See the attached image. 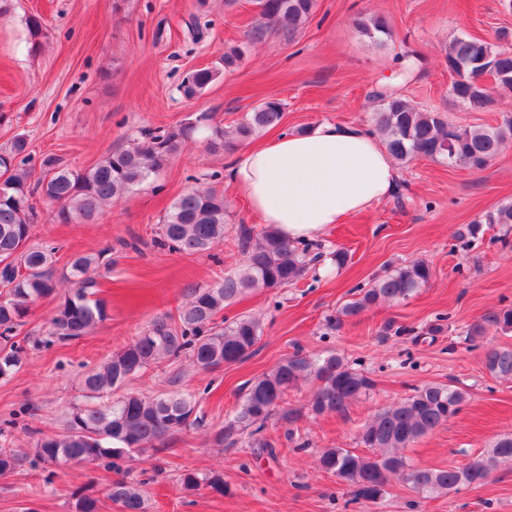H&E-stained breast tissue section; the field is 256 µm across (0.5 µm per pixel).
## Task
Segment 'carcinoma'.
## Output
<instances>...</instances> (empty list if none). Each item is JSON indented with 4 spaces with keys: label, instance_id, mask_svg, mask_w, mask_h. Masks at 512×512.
Returning <instances> with one entry per match:
<instances>
[{
    "label": "carcinoma",
    "instance_id": "obj_1",
    "mask_svg": "<svg viewBox=\"0 0 512 512\" xmlns=\"http://www.w3.org/2000/svg\"><path fill=\"white\" fill-rule=\"evenodd\" d=\"M260 18L244 45L261 41L267 32L279 31L293 38L308 22L315 0H252ZM354 29L371 39L393 37L380 15H360ZM499 53V45L476 38L458 37L445 55L453 81L452 98L473 110L492 107L498 94L475 84L470 62L487 52ZM243 48L232 47L221 59L226 72L238 69ZM219 73L217 68L190 72L180 85L187 99L200 96ZM370 97L377 101L373 127L388 154L403 165L417 158L440 160L451 167L484 169L512 141V116L496 127L461 126L448 121L436 110L412 104L400 92L382 86ZM283 104L270 99L252 108L230 130L214 125L209 147L220 151L236 142H246L260 132L277 126ZM183 131L158 130L143 140L115 151L95 166L76 170L59 158L46 156L40 176L30 180L23 168L28 158V141L16 137L0 151V263L19 275L5 279L8 288L0 300V376L21 362L24 348L14 341L21 319L37 299L56 294L54 257L59 247L32 242V226L37 212L33 197L41 196L58 205L56 219L62 224L93 220L103 207L134 190L156 175L182 146ZM227 203L224 192L214 187L196 188L180 195L171 204L158 226L154 243L187 255L203 253L224 241ZM487 224H512V202L503 203L485 216ZM244 256L240 269L206 288L187 290V302L178 318L159 317L103 365L88 371L81 383L85 402L76 404L66 416L64 431L39 434L34 440L35 457L47 465L104 461L114 470L134 452L165 450V438L176 432L199 428L205 421L196 395L190 392L145 396L126 392L128 382L140 371L163 360L186 357L199 371L209 372L248 357L260 336L259 319L240 315L227 317L224 309L239 296L254 290L285 288L300 280L310 264L311 242H292L272 227L259 230L239 227ZM102 254L76 253L71 256L60 280L68 289L53 310L47 336L39 343L75 341L86 336L106 319L103 300L94 297V274ZM431 278L430 265L416 259L394 267L367 288H358L359 297L345 303L340 314L355 317L380 302L405 301ZM512 333V307L492 312L471 324L466 337L480 342L489 333ZM484 365L495 378L512 379V347H491L484 353ZM318 382L311 402L316 415L344 413L356 400L367 395L372 379L353 368L344 357L332 353L310 357L299 351L281 361L272 371L246 382L245 392L224 426L215 434L216 445L245 443L250 448H266L258 438L274 415L290 425L302 416L299 409L280 410L288 391L302 381ZM468 393L444 384H428L414 389L403 401L377 410L362 426L358 440L366 448H377L374 456L345 448H326L319 467L336 476L341 485L353 487V498L379 504L390 476L401 478L418 495L448 494L462 486L481 485L500 462H512V434L499 436L490 448L475 459L477 468L466 465L450 469H416L401 450L445 425L467 401ZM18 454L0 448V476H8L18 465ZM188 490L202 486L224 490L217 477L183 474ZM110 501L122 512H145L142 491L125 479L112 481Z\"/></svg>",
    "mask_w": 512,
    "mask_h": 512
}]
</instances>
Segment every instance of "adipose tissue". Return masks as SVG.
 Returning a JSON list of instances; mask_svg holds the SVG:
<instances>
[{
  "mask_svg": "<svg viewBox=\"0 0 512 512\" xmlns=\"http://www.w3.org/2000/svg\"><path fill=\"white\" fill-rule=\"evenodd\" d=\"M226 177L260 224L311 242L387 198L399 174L369 130L323 121L238 153Z\"/></svg>",
  "mask_w": 512,
  "mask_h": 512,
  "instance_id": "obj_1",
  "label": "adipose tissue"
}]
</instances>
